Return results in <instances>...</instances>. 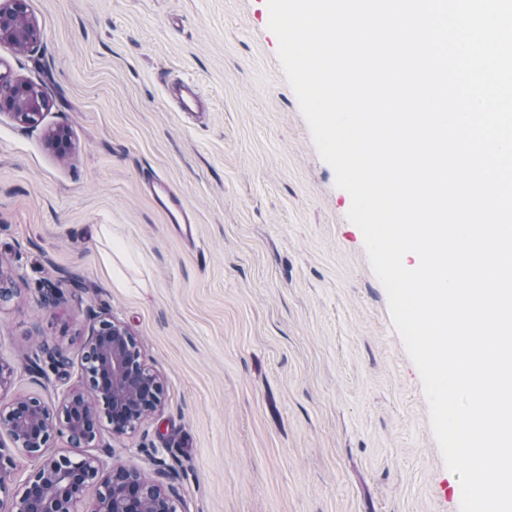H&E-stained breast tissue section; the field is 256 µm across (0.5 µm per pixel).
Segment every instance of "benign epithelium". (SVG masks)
Masks as SVG:
<instances>
[{"label": "benign epithelium", "mask_w": 512, "mask_h": 512, "mask_svg": "<svg viewBox=\"0 0 512 512\" xmlns=\"http://www.w3.org/2000/svg\"><path fill=\"white\" fill-rule=\"evenodd\" d=\"M9 15L0 7V39L26 49L36 42L34 24L26 31L8 25ZM0 107L28 126L41 121L44 100L28 84L0 73ZM78 384L61 402L50 406L38 398L3 401L13 369L0 363V433H6L18 450L36 460L23 487L10 488L13 458L0 451V512H78L88 487L97 488L88 512H176L175 491L159 479H149L125 467L104 468L96 457L86 456L69 466L64 457L48 456L51 437L67 434L76 447L89 445L98 436L101 418L112 433L124 434L163 401L160 377L145 367L136 337L129 328L103 317L91 327L82 356Z\"/></svg>", "instance_id": "obj_1"}]
</instances>
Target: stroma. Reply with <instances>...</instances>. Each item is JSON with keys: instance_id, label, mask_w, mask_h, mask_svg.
Segmentation results:
<instances>
[{"instance_id": "35a3bbf8", "label": "stroma", "mask_w": 512, "mask_h": 512, "mask_svg": "<svg viewBox=\"0 0 512 512\" xmlns=\"http://www.w3.org/2000/svg\"><path fill=\"white\" fill-rule=\"evenodd\" d=\"M40 37L0 42L33 83L37 127L0 115V362L10 396L77 384L91 318L136 336L164 385L135 430L48 442L165 473L178 512H460L420 374L350 194L312 140L269 30L266 0H25ZM194 83L204 116L166 94ZM68 129L59 159L46 137ZM164 176L195 216L183 240L141 181ZM131 256L118 278L95 227ZM60 343L53 366L39 342Z\"/></svg>"}]
</instances>
